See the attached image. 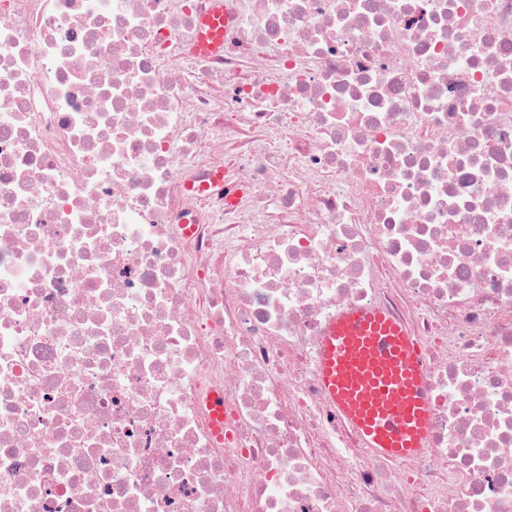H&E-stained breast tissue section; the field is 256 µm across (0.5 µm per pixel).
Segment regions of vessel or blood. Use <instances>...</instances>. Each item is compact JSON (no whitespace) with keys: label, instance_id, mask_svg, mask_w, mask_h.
Returning <instances> with one entry per match:
<instances>
[{"label":"vessel or blood","instance_id":"b4317fda","mask_svg":"<svg viewBox=\"0 0 512 512\" xmlns=\"http://www.w3.org/2000/svg\"><path fill=\"white\" fill-rule=\"evenodd\" d=\"M224 0L202 19L201 46L217 50ZM428 365L409 326L378 307H348L326 325L318 344L317 375L337 420L367 455L409 461L427 452L432 405L425 392Z\"/></svg>","mask_w":512,"mask_h":512}]
</instances>
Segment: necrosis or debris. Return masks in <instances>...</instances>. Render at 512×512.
Instances as JSON below:
<instances>
[{"instance_id":"necrosis-or-debris-1","label":"necrosis or debris","mask_w":512,"mask_h":512,"mask_svg":"<svg viewBox=\"0 0 512 512\" xmlns=\"http://www.w3.org/2000/svg\"><path fill=\"white\" fill-rule=\"evenodd\" d=\"M229 6L0 0V512H512V0ZM350 306L431 454L327 404ZM224 24V0H214L213 10L202 18V27H208L201 35V47L205 50H217L222 45L220 31H215L218 24ZM427 372L409 326L378 307L340 310L319 340L323 395L372 458L409 461L429 450Z\"/></svg>"}]
</instances>
